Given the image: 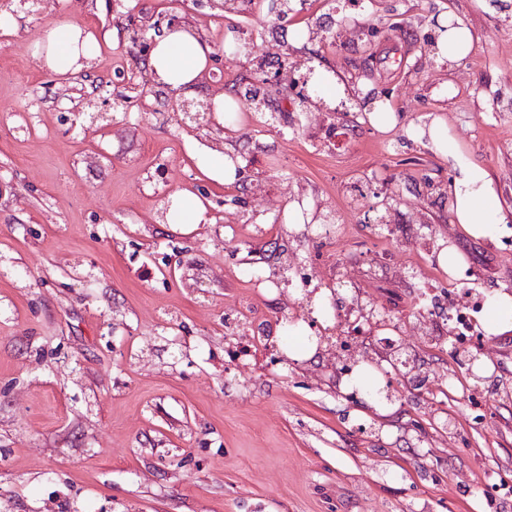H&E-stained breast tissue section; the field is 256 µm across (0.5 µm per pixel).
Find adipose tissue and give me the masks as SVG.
I'll list each match as a JSON object with an SVG mask.
<instances>
[{
  "mask_svg": "<svg viewBox=\"0 0 512 512\" xmlns=\"http://www.w3.org/2000/svg\"><path fill=\"white\" fill-rule=\"evenodd\" d=\"M43 42L48 50L46 64L55 73L73 76L81 72L84 60L92 58L96 37L82 23L64 19L45 28ZM208 53V47L199 36L184 28L157 37L149 64L172 89L186 90L193 87ZM408 130L417 138L427 139L456 170L457 175L448 187L453 198L451 211L455 223L461 224L476 239L491 240L512 232V221L498 205L487 169L468 157L441 116L409 125Z\"/></svg>",
  "mask_w": 512,
  "mask_h": 512,
  "instance_id": "obj_1",
  "label": "adipose tissue"
}]
</instances>
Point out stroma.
<instances>
[{
    "instance_id": "obj_1",
    "label": "stroma",
    "mask_w": 512,
    "mask_h": 512,
    "mask_svg": "<svg viewBox=\"0 0 512 512\" xmlns=\"http://www.w3.org/2000/svg\"><path fill=\"white\" fill-rule=\"evenodd\" d=\"M460 17L474 51L440 61L434 18ZM176 16L212 53L191 93L147 95L88 131L59 117L111 85L115 59L143 73L124 38L127 19ZM95 28L84 75L40 67L48 22ZM324 23V39L297 45L289 31ZM248 55L226 59L225 44ZM312 62L353 85L348 113L308 107L299 131L283 102L298 88L265 84L262 124L245 107L235 131L189 123L192 110L251 75L268 51ZM394 107L382 133L365 109ZM442 115L470 158L490 173L512 216V0H54L0 36V512H512V332L486 337L496 369L483 408L474 379L449 361L448 313H418L433 284L428 246L464 255L469 285L512 292V235L470 238L452 221L448 162L404 131ZM237 156L230 184L205 176L191 154ZM204 198L208 223L172 224L151 178ZM364 194L352 197L354 182ZM391 207L364 232L375 197ZM311 209V230L289 223L291 202ZM348 225L311 268L325 225ZM391 258L368 279L373 244ZM362 301L394 321L402 348L423 355L422 388L392 379L389 400L337 393L336 347L291 359L310 336L314 303L336 265ZM262 332L254 343V332ZM371 423L368 433L357 422ZM510 484L488 496V484Z\"/></svg>"
}]
</instances>
